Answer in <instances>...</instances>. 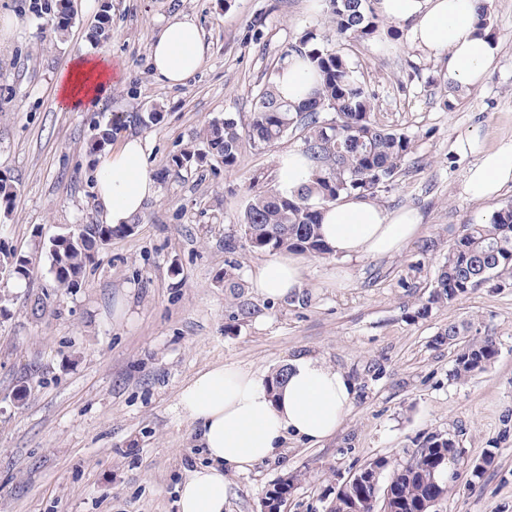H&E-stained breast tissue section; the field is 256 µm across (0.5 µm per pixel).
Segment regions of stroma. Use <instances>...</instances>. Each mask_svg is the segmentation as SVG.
Segmentation results:
<instances>
[{
    "mask_svg": "<svg viewBox=\"0 0 512 512\" xmlns=\"http://www.w3.org/2000/svg\"><path fill=\"white\" fill-rule=\"evenodd\" d=\"M104 0H71L65 35L57 0H0V175L16 190L0 207V240L34 255L30 286L0 280V512H178L177 488L204 465L199 426L178 407L181 389L218 363L272 375L308 354L353 379L355 396L336 435L317 445L288 440L273 460L224 476V512H262L282 477L305 478L283 512H324L337 487L379 456L402 462L435 433L455 434L464 458L492 455L480 479L462 472L436 512H512V288L491 285L453 304L427 302L437 269L464 225L512 200L471 199L465 176L482 149L512 140V0H489L499 61L477 87L448 83L444 68L395 23V36L355 41L326 24L327 0H111V35L93 30ZM194 21L207 47L203 68L167 87L150 74L159 28ZM313 32L350 61L377 98V119L410 134L414 152L374 192L386 210L412 208L418 236L394 256H301L305 279L281 301L249 281L268 260L241 240L253 177L277 184V159L301 150L303 131L271 147L244 146L234 166L208 158L173 167L190 135L214 119L248 121L259 90L287 47ZM106 52L124 76L103 111L65 112L55 82L74 52ZM161 113L159 123L139 124ZM147 142L158 175L132 234L113 238L86 281L59 292L40 238L100 221L94 205L95 128ZM235 239L234 251L224 248ZM244 288L231 296L224 268ZM451 322L492 338L498 355L467 380L451 379L467 337L436 345Z\"/></svg>",
    "mask_w": 512,
    "mask_h": 512,
    "instance_id": "obj_1",
    "label": "stroma"
}]
</instances>
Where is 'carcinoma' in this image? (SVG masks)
I'll return each instance as SVG.
<instances>
[{"instance_id":"carcinoma-1","label":"carcinoma","mask_w":512,"mask_h":512,"mask_svg":"<svg viewBox=\"0 0 512 512\" xmlns=\"http://www.w3.org/2000/svg\"><path fill=\"white\" fill-rule=\"evenodd\" d=\"M374 0H328L336 32L353 40L380 34ZM307 58L319 71L321 84L310 101L301 105L282 99L274 83L261 92L247 125L227 116L212 120L194 133L192 145L174 160L180 168L198 167L210 157L234 165L244 142L271 147L294 129L306 131L302 153L313 163L311 180L292 190L265 185L255 192L244 212L239 231L259 251L294 252L313 257L330 254L320 233L322 208L344 195L373 192L393 181L414 150L406 133L380 125L375 118V94L357 78L348 59L316 42L307 32L285 56ZM136 224L114 228L109 224H80L42 243L56 287L67 293L82 286L87 266L112 237L126 234ZM0 272L14 280L31 281L33 258L0 243ZM512 278V202L483 224H467L449 247L438 268L428 301L417 310L424 317L434 306L450 305L469 291L490 282L508 285ZM467 326L446 325L435 344L452 343ZM497 355L495 342H471L455 359L457 380L481 372ZM464 457L452 434L432 435L398 463L385 457L366 463L336 490L327 512H372L382 499L386 512H433L459 479ZM385 487L373 485L385 472ZM298 483V476L278 480L267 492L263 506L281 512Z\"/></svg>"}]
</instances>
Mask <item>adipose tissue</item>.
<instances>
[{
	"label": "adipose tissue",
	"mask_w": 512,
	"mask_h": 512,
	"mask_svg": "<svg viewBox=\"0 0 512 512\" xmlns=\"http://www.w3.org/2000/svg\"><path fill=\"white\" fill-rule=\"evenodd\" d=\"M382 16L409 24L415 45L441 61L449 83L473 87L482 82L499 56V44L475 24L476 0H377ZM206 48L189 20L164 24L148 49L153 79L174 87L203 66ZM116 73L109 55H72L58 77L56 93L63 108L83 112L99 108L111 95ZM275 83L280 95L302 104L320 83L314 67L292 55ZM95 199L105 223L119 226L142 216L158 187L148 169L146 143L138 136L98 150L94 160ZM512 186V141L482 152L467 172L464 189L478 201H490ZM417 211H386L369 196L356 194L323 210L320 232L334 254L392 255L413 240L420 228ZM303 268L280 256L259 265L251 285L269 299L295 295ZM355 394L345 372L302 355L288 364L284 383L270 389L267 380L235 365H215L200 372L179 394L184 413L200 426L206 465L194 470L179 488V512H224V474L244 471L274 458L287 436L311 444L340 428Z\"/></svg>",
	"instance_id": "1"
}]
</instances>
